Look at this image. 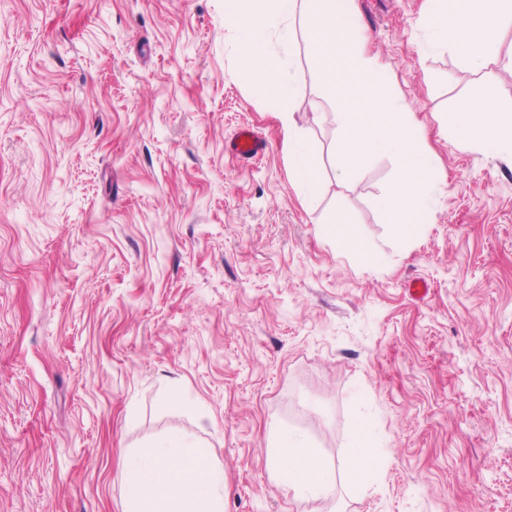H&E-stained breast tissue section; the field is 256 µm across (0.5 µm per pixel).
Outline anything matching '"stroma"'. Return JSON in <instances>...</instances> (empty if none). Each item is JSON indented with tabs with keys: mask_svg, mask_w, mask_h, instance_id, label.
Returning a JSON list of instances; mask_svg holds the SVG:
<instances>
[{
	"mask_svg": "<svg viewBox=\"0 0 512 512\" xmlns=\"http://www.w3.org/2000/svg\"><path fill=\"white\" fill-rule=\"evenodd\" d=\"M354 7L435 169L411 240L376 207L392 157L336 175L302 20L270 51L306 199L224 0H0V512H125L126 455L171 433L222 466L224 512H310L271 476L268 425L336 465L360 419L376 476H337L332 512H512V149L448 121L512 108V23L477 70L431 44L428 0ZM242 126L256 160L230 153ZM339 210L377 265L323 234ZM450 126L455 137L485 151L512 147V109L495 108L489 100L468 99L451 113ZM291 112L289 108L280 112L288 163L297 189L305 194H313L319 184L317 169L307 145L294 130Z\"/></svg>",
	"mask_w": 512,
	"mask_h": 512,
	"instance_id": "obj_1",
	"label": "stroma"
}]
</instances>
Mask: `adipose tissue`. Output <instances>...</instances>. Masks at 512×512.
I'll return each mask as SVG.
<instances>
[{"instance_id":"obj_1","label":"adipose tissue","mask_w":512,"mask_h":512,"mask_svg":"<svg viewBox=\"0 0 512 512\" xmlns=\"http://www.w3.org/2000/svg\"><path fill=\"white\" fill-rule=\"evenodd\" d=\"M506 19H512V0H429V25L437 43L451 46L476 67L497 54L499 29ZM280 118L295 185L303 193H314L319 181L311 153L294 130L290 111H282ZM450 126L457 139L485 151L512 146V109H497L486 99L460 102ZM269 442L272 476L309 502L328 499L337 473L358 478L374 462L371 436L363 423L355 424L351 450L339 469L278 425H271ZM200 448L186 435L172 434L128 457L123 469L126 512H224L220 465L210 462L193 477L182 475L184 464L197 457Z\"/></svg>"}]
</instances>
